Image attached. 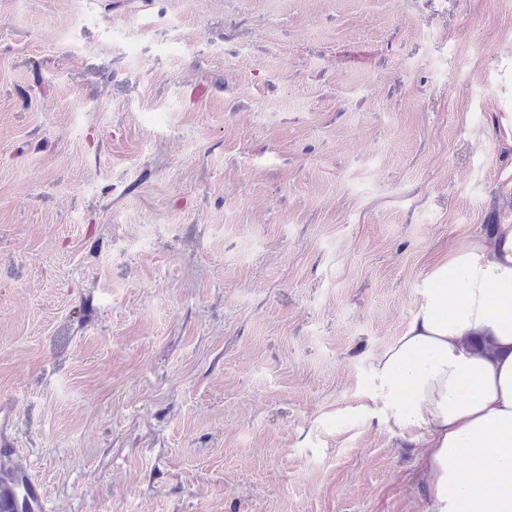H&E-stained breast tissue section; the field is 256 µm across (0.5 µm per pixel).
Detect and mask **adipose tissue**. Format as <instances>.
<instances>
[{
  "label": "adipose tissue",
  "instance_id": "1",
  "mask_svg": "<svg viewBox=\"0 0 512 512\" xmlns=\"http://www.w3.org/2000/svg\"><path fill=\"white\" fill-rule=\"evenodd\" d=\"M473 336L493 353H474ZM370 372L379 422L425 448L432 512H512L511 222L469 235L426 269L414 312ZM466 455L480 461L481 481L463 472Z\"/></svg>",
  "mask_w": 512,
  "mask_h": 512
}]
</instances>
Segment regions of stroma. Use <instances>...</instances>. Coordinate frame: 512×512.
<instances>
[{
	"label": "stroma",
	"instance_id": "1",
	"mask_svg": "<svg viewBox=\"0 0 512 512\" xmlns=\"http://www.w3.org/2000/svg\"><path fill=\"white\" fill-rule=\"evenodd\" d=\"M512 0H0V438L50 512H430L367 407L512 222Z\"/></svg>",
	"mask_w": 512,
	"mask_h": 512
}]
</instances>
